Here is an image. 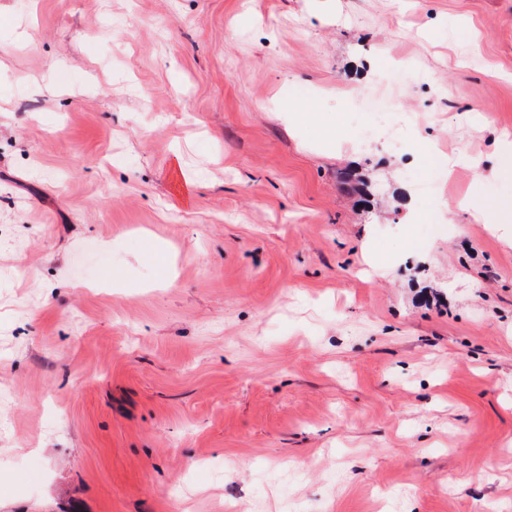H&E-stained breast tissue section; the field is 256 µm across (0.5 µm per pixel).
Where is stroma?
Instances as JSON below:
<instances>
[{
  "mask_svg": "<svg viewBox=\"0 0 512 512\" xmlns=\"http://www.w3.org/2000/svg\"><path fill=\"white\" fill-rule=\"evenodd\" d=\"M500 131L512 0H0V512H512Z\"/></svg>",
  "mask_w": 512,
  "mask_h": 512,
  "instance_id": "obj_1",
  "label": "stroma"
}]
</instances>
